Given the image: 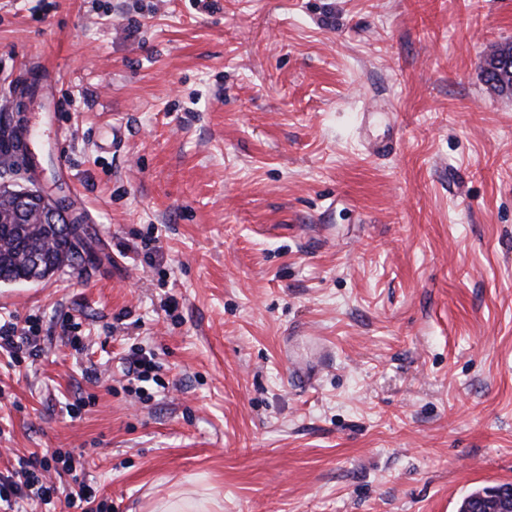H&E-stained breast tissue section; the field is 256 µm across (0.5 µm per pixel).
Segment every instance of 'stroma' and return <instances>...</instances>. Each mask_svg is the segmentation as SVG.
<instances>
[{
  "mask_svg": "<svg viewBox=\"0 0 512 512\" xmlns=\"http://www.w3.org/2000/svg\"><path fill=\"white\" fill-rule=\"evenodd\" d=\"M213 2L0 0V96L39 75L34 123L61 91L32 178L75 183L101 259L0 285L43 348L0 355V471L73 452L101 512H458L512 483V91L481 69L512 0ZM128 363L126 375L128 377L133 376L131 379L140 382L155 380L157 376L155 371L158 369V366L151 355H146L145 352L142 353V350H140L128 358Z\"/></svg>",
  "mask_w": 512,
  "mask_h": 512,
  "instance_id": "1",
  "label": "stroma"
}]
</instances>
